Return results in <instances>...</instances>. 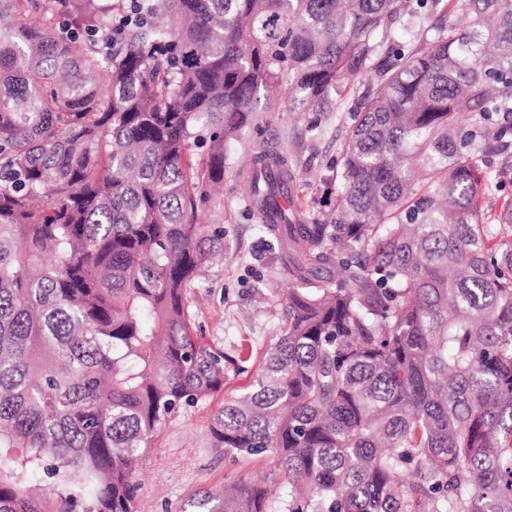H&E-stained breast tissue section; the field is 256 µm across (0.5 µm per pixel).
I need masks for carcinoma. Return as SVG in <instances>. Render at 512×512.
I'll return each mask as SVG.
<instances>
[{
    "mask_svg": "<svg viewBox=\"0 0 512 512\" xmlns=\"http://www.w3.org/2000/svg\"><path fill=\"white\" fill-rule=\"evenodd\" d=\"M140 6L99 42L91 0H0V512H134L154 434L224 392L189 299L250 126L286 288L212 433L281 494L233 479L183 512H512V198L487 202L512 168V0ZM406 16L437 24L397 40ZM369 72L325 224L254 113L280 86L315 131Z\"/></svg>",
    "mask_w": 512,
    "mask_h": 512,
    "instance_id": "obj_1",
    "label": "carcinoma"
}]
</instances>
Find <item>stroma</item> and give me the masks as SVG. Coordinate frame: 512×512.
<instances>
[{
	"mask_svg": "<svg viewBox=\"0 0 512 512\" xmlns=\"http://www.w3.org/2000/svg\"><path fill=\"white\" fill-rule=\"evenodd\" d=\"M375 81L367 76L342 97L335 111L324 114L318 131H310L309 114L287 101L257 113L275 145L287 151L295 172L294 199L315 217L336 206L334 160L348 123V109ZM254 132L244 129L225 149L226 169L221 203L208 216L224 227V257L199 280L189 302L202 336L224 351L232 364L226 370L224 393L211 402L180 411L152 440L138 472L140 488L135 512H182L198 492L222 485L225 476L264 479L269 468L259 458L229 464L212 434L214 417L224 398L246 385L266 347L278 334L280 285L270 238L248 207L244 191L252 164Z\"/></svg>",
	"mask_w": 512,
	"mask_h": 512,
	"instance_id": "35a3bbf8",
	"label": "stroma"
}]
</instances>
